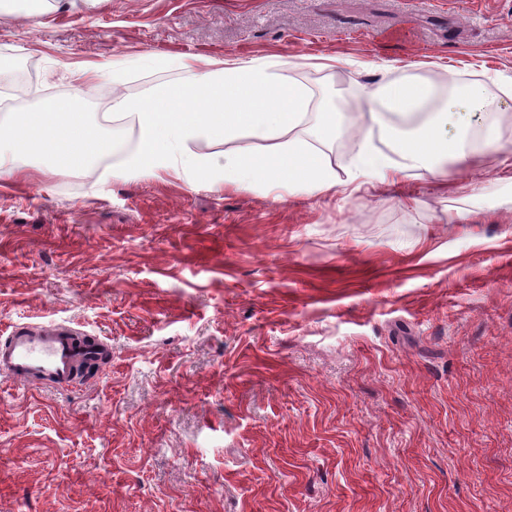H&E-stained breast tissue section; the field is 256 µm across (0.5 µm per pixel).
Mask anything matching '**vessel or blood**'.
Listing matches in <instances>:
<instances>
[{
    "instance_id": "obj_1",
    "label": "vessel or blood",
    "mask_w": 512,
    "mask_h": 512,
    "mask_svg": "<svg viewBox=\"0 0 512 512\" xmlns=\"http://www.w3.org/2000/svg\"><path fill=\"white\" fill-rule=\"evenodd\" d=\"M107 350L103 340L86 339L65 323L17 325L0 336V373L23 383L65 387L79 367L99 362Z\"/></svg>"
}]
</instances>
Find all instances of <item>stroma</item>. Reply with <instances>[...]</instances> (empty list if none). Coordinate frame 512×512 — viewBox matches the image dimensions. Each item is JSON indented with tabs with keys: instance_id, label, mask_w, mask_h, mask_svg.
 I'll list each match as a JSON object with an SVG mask.
<instances>
[{
	"instance_id": "35a3bbf8",
	"label": "stroma",
	"mask_w": 512,
	"mask_h": 512,
	"mask_svg": "<svg viewBox=\"0 0 512 512\" xmlns=\"http://www.w3.org/2000/svg\"><path fill=\"white\" fill-rule=\"evenodd\" d=\"M0 0L20 105L105 125L116 58L262 59L344 129L361 90L445 66L512 86V0ZM334 67H327V60ZM373 191L280 200L27 159L0 177V330L69 322L111 356L62 390L0 374V512H512V122Z\"/></svg>"
}]
</instances>
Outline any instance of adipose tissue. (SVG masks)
I'll return each instance as SVG.
<instances>
[{
	"instance_id": "ef3b65f1",
	"label": "adipose tissue",
	"mask_w": 512,
	"mask_h": 512,
	"mask_svg": "<svg viewBox=\"0 0 512 512\" xmlns=\"http://www.w3.org/2000/svg\"><path fill=\"white\" fill-rule=\"evenodd\" d=\"M176 65L185 81L156 85L139 99L113 98V117L130 119L137 132L115 177L173 175L192 185L205 170L212 184L266 193L323 194L336 188L337 176L320 149L334 139L335 125L320 119L311 130V145L293 135L309 110L306 86L258 60L204 65L183 56ZM362 95L368 105L380 106L409 127L390 129L386 153L370 133L358 135L349 181L431 171L451 159L464 164L475 149H491L499 141L496 123L485 114L502 104L481 83L460 88L451 77L436 81L405 73L364 88ZM237 139L257 140L264 148L225 154L220 166L195 150L202 141ZM111 150V138L85 120L73 99H48L0 128V176L16 174L31 156L44 158L55 170L75 172Z\"/></svg>"
}]
</instances>
